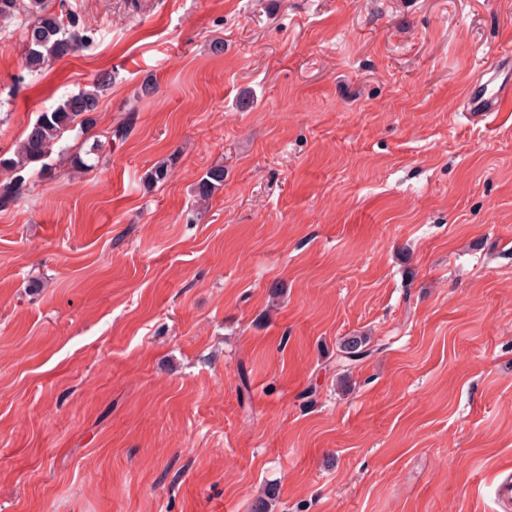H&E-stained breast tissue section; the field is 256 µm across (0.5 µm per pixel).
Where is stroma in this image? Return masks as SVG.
<instances>
[{
  "instance_id": "obj_1",
  "label": "stroma",
  "mask_w": 512,
  "mask_h": 512,
  "mask_svg": "<svg viewBox=\"0 0 512 512\" xmlns=\"http://www.w3.org/2000/svg\"><path fill=\"white\" fill-rule=\"evenodd\" d=\"M45 3L96 39L0 21V154L108 86L0 209V512H512V0ZM44 0H0V19L25 14L32 22L23 31L26 44L25 69L40 71L47 63L70 54L83 44L94 41L91 30L70 10L46 11ZM512 52L499 55L493 67L475 74L459 104L474 121H482L490 112H511ZM223 184L224 165L211 166L197 184V202L209 200ZM369 342L364 336H351L341 344V359L345 363H358L370 356Z\"/></svg>"
}]
</instances>
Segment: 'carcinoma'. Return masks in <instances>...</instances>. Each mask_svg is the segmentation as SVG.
Returning a JSON list of instances; mask_svg holds the SVG:
<instances>
[{"label":"carcinoma","instance_id":"obj_1","mask_svg":"<svg viewBox=\"0 0 512 512\" xmlns=\"http://www.w3.org/2000/svg\"><path fill=\"white\" fill-rule=\"evenodd\" d=\"M24 14L32 19L23 31L26 44L25 69L33 74L47 63L70 54L83 44L94 41L91 30L85 28L79 17L70 10L58 13L46 10L44 0H0V19ZM106 84L96 83L88 89L62 98L54 107L40 113L19 141L11 155L0 156V171L6 177L0 181V208L7 207L28 190L27 169L42 163L44 171L51 165L52 154L64 155L68 148L62 145L65 134L76 127L92 123ZM224 184V166L210 167L196 187L197 201H207ZM371 350L364 336H351L341 344V359L349 364L369 357ZM278 496L277 487L266 486L253 500L250 512H271Z\"/></svg>","mask_w":512,"mask_h":512}]
</instances>
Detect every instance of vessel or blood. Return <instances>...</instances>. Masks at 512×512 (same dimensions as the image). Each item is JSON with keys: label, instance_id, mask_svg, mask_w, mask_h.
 Masks as SVG:
<instances>
[{"label": "vessel or blood", "instance_id": "obj_1", "mask_svg": "<svg viewBox=\"0 0 512 512\" xmlns=\"http://www.w3.org/2000/svg\"><path fill=\"white\" fill-rule=\"evenodd\" d=\"M459 108L477 122L490 113L512 110V52L501 53L493 67L472 77Z\"/></svg>", "mask_w": 512, "mask_h": 512}]
</instances>
